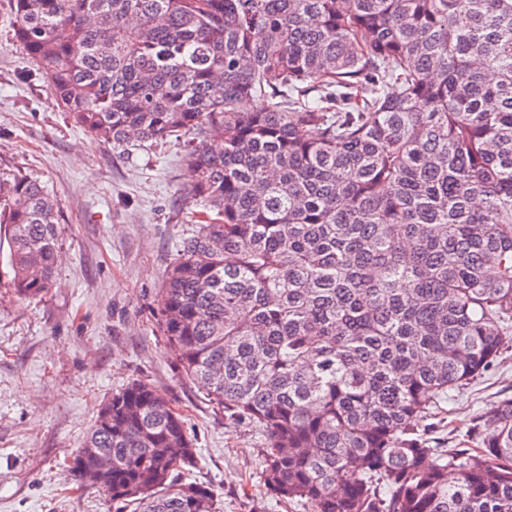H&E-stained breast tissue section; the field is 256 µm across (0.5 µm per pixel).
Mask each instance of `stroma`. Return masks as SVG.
<instances>
[{
    "label": "stroma",
    "instance_id": "1",
    "mask_svg": "<svg viewBox=\"0 0 512 512\" xmlns=\"http://www.w3.org/2000/svg\"><path fill=\"white\" fill-rule=\"evenodd\" d=\"M0 0V175L39 179L63 220L54 285L19 299L0 272V512H115L69 470L97 411L128 382L180 412L200 452L187 481L218 512H289L260 482L264 439L185 378L158 330L168 265L197 222L182 142L115 148L92 140L49 93ZM512 396V350L469 389L449 392L421 432L455 444L487 404Z\"/></svg>",
    "mask_w": 512,
    "mask_h": 512
}]
</instances>
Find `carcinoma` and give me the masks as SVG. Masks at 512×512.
Segmentation results:
<instances>
[{"label": "carcinoma", "mask_w": 512, "mask_h": 512, "mask_svg": "<svg viewBox=\"0 0 512 512\" xmlns=\"http://www.w3.org/2000/svg\"><path fill=\"white\" fill-rule=\"evenodd\" d=\"M13 15L93 139L184 140L205 219L167 269L159 330L262 432L267 493L304 512H512V397L452 448L414 427L512 347V0H13ZM59 223L39 180L0 178L24 299L53 286ZM197 461L183 416L134 380L71 471L137 512H216L178 480Z\"/></svg>", "instance_id": "obj_1"}]
</instances>
